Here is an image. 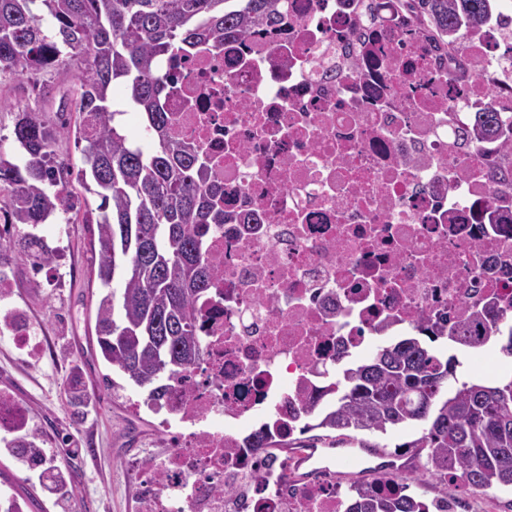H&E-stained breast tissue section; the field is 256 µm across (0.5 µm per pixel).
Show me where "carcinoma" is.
Masks as SVG:
<instances>
[{
  "label": "carcinoma",
  "instance_id": "carcinoma-1",
  "mask_svg": "<svg viewBox=\"0 0 512 512\" xmlns=\"http://www.w3.org/2000/svg\"><path fill=\"white\" fill-rule=\"evenodd\" d=\"M280 0H0V75L31 79L60 66L77 70L74 91L61 111L73 112L65 131L86 142L77 176L100 199L94 239L100 294L96 341L103 360L156 404L167 381L204 360L198 336L197 300L213 270L202 261L212 225L224 223L214 167L199 146L181 140L163 106L165 79L157 59L205 43L243 36L276 18ZM411 19L427 28L441 49L462 43L461 22L489 20L492 0H404ZM122 84L152 140L150 150L120 133L110 89ZM56 133L40 109L15 112L16 153L0 154V188L8 189L0 212L10 224L35 230L71 209L65 192L73 166L54 163ZM502 136L493 112L477 121L474 142ZM120 280V287L114 281ZM507 337L512 324L493 304L474 305L453 328L419 323L394 336L367 359L336 374L324 370L327 406L308 409L300 434L320 429L310 441L356 444L393 430L418 426L406 448L425 451L422 479L458 477V489L512 490V377L495 384L457 376L462 362L434 347L469 350ZM378 478L357 480L345 490L346 512H424L413 493L387 495Z\"/></svg>",
  "mask_w": 512,
  "mask_h": 512
}]
</instances>
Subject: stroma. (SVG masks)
Instances as JSON below:
<instances>
[{
	"label": "stroma",
	"mask_w": 512,
	"mask_h": 512,
	"mask_svg": "<svg viewBox=\"0 0 512 512\" xmlns=\"http://www.w3.org/2000/svg\"><path fill=\"white\" fill-rule=\"evenodd\" d=\"M76 82L71 68L57 69L46 84L0 78V134H10L18 106L34 103L44 120L60 126L67 113L59 108ZM72 210L65 260L57 276L40 280L34 258L13 251L0 253V265L11 276L10 302L42 330V350L29 362L13 343L0 337V393L31 413L56 471L64 472V495L53 494V480L21 471L10 449L0 443V490L25 504V512H140L134 469L147 453L165 446L159 418L146 407V391L111 373L95 338V304L99 282L93 227L83 221L86 207L98 200L71 182ZM512 373V358L498 345L464 361L457 374L492 383ZM114 384L105 387L103 375Z\"/></svg>",
	"instance_id": "1"
}]
</instances>
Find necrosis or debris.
Returning <instances> with one entry per match:
<instances>
[{
    "mask_svg": "<svg viewBox=\"0 0 512 512\" xmlns=\"http://www.w3.org/2000/svg\"><path fill=\"white\" fill-rule=\"evenodd\" d=\"M512 9L437 49L403 0H284L246 36L163 59L179 138L216 162L225 223L198 300L206 356L173 374L168 448L138 464L148 512H345L324 448H250L321 404L323 369L477 301L512 312V144L471 142L480 113L512 123ZM0 335L38 355L15 307Z\"/></svg>",
    "mask_w": 512,
    "mask_h": 512,
    "instance_id": "obj_1",
    "label": "necrosis or debris"
}]
</instances>
